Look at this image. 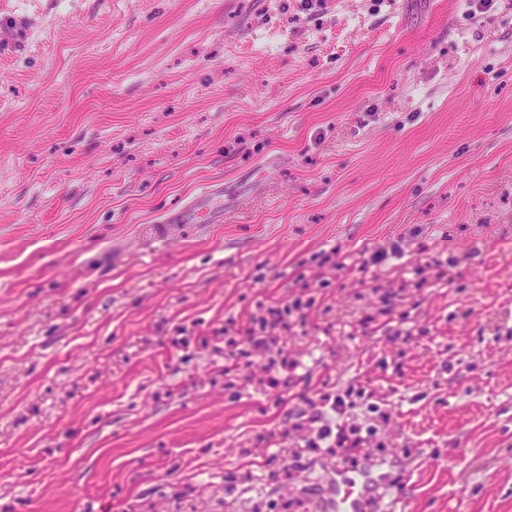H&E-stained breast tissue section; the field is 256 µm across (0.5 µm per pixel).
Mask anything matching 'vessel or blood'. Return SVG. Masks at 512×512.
<instances>
[{
	"label": "vessel or blood",
	"instance_id": "vessel-or-blood-1",
	"mask_svg": "<svg viewBox=\"0 0 512 512\" xmlns=\"http://www.w3.org/2000/svg\"><path fill=\"white\" fill-rule=\"evenodd\" d=\"M405 486L393 460L366 457L355 469L336 465L317 500V512H365L368 502L384 500L396 512Z\"/></svg>",
	"mask_w": 512,
	"mask_h": 512
}]
</instances>
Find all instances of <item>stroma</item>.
Wrapping results in <instances>:
<instances>
[{
    "mask_svg": "<svg viewBox=\"0 0 512 512\" xmlns=\"http://www.w3.org/2000/svg\"><path fill=\"white\" fill-rule=\"evenodd\" d=\"M367 454L512 512V0H0V512H316Z\"/></svg>",
    "mask_w": 512,
    "mask_h": 512,
    "instance_id": "obj_1",
    "label": "stroma"
}]
</instances>
